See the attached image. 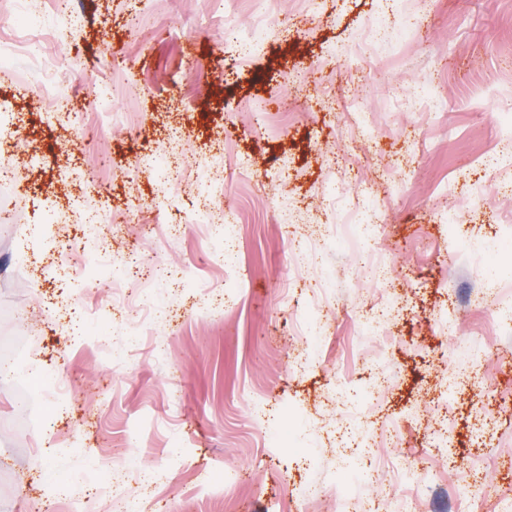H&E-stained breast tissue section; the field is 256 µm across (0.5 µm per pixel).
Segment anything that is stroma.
<instances>
[{"mask_svg":"<svg viewBox=\"0 0 512 512\" xmlns=\"http://www.w3.org/2000/svg\"><path fill=\"white\" fill-rule=\"evenodd\" d=\"M18 13L41 34L16 46L0 102L42 160L0 151L17 185L0 222V337L20 342L0 379V512H47L63 484L82 512L132 499L142 512H418L412 476L450 487L470 471L477 485L451 512H512V255L493 270L480 248L512 225L499 192L512 177L499 141L512 0H0V42L14 44ZM372 16L389 34L363 55ZM402 17L418 28L400 33ZM259 24L273 38L241 55L238 34ZM46 84L76 106L63 147ZM421 86L430 96L413 102ZM350 93L368 107L354 140ZM174 140L181 166L235 173L221 202L236 214L231 256L214 250L213 225L190 223L195 184L166 215L172 241L149 235L163 178L140 160ZM342 170L378 198L373 241L329 206ZM63 180L62 227L32 231ZM90 210L111 214L100 245L131 292L152 283L161 310L145 325L115 315L79 335L56 314L71 297L81 313L110 301L104 276L61 281L49 266ZM297 210L322 230L307 257L328 276L322 297L288 275ZM373 250L390 281L375 282ZM388 305L386 336L365 331ZM315 315L308 341L296 321ZM31 337L69 383L66 413L30 381ZM362 413L375 447L337 431Z\"/></svg>","mask_w":512,"mask_h":512,"instance_id":"obj_1","label":"stroma"}]
</instances>
